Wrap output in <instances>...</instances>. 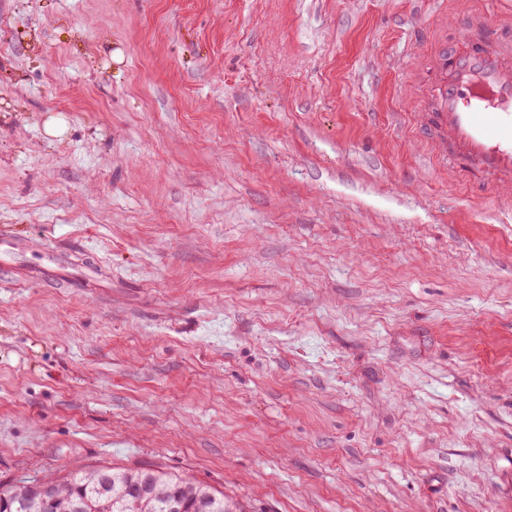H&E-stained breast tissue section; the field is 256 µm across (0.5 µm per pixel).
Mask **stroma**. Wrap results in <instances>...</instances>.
Here are the masks:
<instances>
[{
  "label": "stroma",
  "mask_w": 512,
  "mask_h": 512,
  "mask_svg": "<svg viewBox=\"0 0 512 512\" xmlns=\"http://www.w3.org/2000/svg\"><path fill=\"white\" fill-rule=\"evenodd\" d=\"M512 0H0V486L512 512V192L413 86Z\"/></svg>",
  "instance_id": "1"
}]
</instances>
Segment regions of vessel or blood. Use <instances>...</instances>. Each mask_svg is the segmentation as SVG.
<instances>
[{
  "instance_id": "1",
  "label": "vessel or blood",
  "mask_w": 512,
  "mask_h": 512,
  "mask_svg": "<svg viewBox=\"0 0 512 512\" xmlns=\"http://www.w3.org/2000/svg\"><path fill=\"white\" fill-rule=\"evenodd\" d=\"M433 63V80L414 94L436 156L452 160L460 179L512 188V47L490 25L466 28Z\"/></svg>"
}]
</instances>
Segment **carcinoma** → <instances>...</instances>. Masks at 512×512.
Returning <instances> with one entry per match:
<instances>
[{
  "instance_id": "cac0c4a2",
  "label": "carcinoma",
  "mask_w": 512,
  "mask_h": 512,
  "mask_svg": "<svg viewBox=\"0 0 512 512\" xmlns=\"http://www.w3.org/2000/svg\"><path fill=\"white\" fill-rule=\"evenodd\" d=\"M243 512L208 485L161 468L93 466L0 488V512Z\"/></svg>"
}]
</instances>
